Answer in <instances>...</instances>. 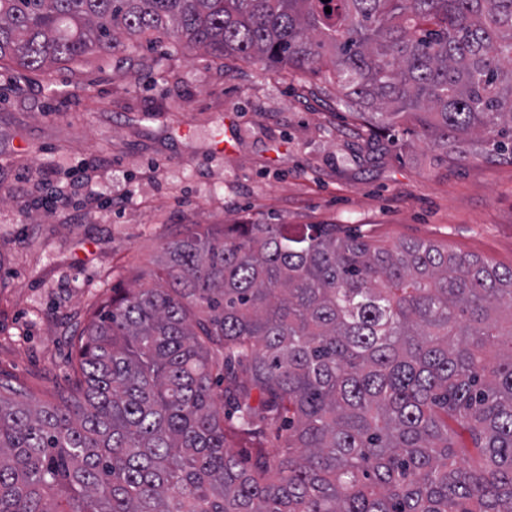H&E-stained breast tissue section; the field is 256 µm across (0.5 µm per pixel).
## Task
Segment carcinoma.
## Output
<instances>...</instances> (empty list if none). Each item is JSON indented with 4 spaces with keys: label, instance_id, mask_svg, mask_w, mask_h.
Segmentation results:
<instances>
[{
    "label": "carcinoma",
    "instance_id": "carcinoma-1",
    "mask_svg": "<svg viewBox=\"0 0 512 512\" xmlns=\"http://www.w3.org/2000/svg\"><path fill=\"white\" fill-rule=\"evenodd\" d=\"M164 37L320 73L372 129L512 162V0H0V69ZM158 278L94 313L68 389L0 383V512H512V267L195 224Z\"/></svg>",
    "mask_w": 512,
    "mask_h": 512
}]
</instances>
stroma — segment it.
Segmentation results:
<instances>
[{
	"instance_id": "obj_1",
	"label": "stroma",
	"mask_w": 512,
	"mask_h": 512,
	"mask_svg": "<svg viewBox=\"0 0 512 512\" xmlns=\"http://www.w3.org/2000/svg\"><path fill=\"white\" fill-rule=\"evenodd\" d=\"M150 56L0 73V381L36 401L67 388L77 330L153 285L187 224H333L512 267L511 163L371 135L310 71Z\"/></svg>"
}]
</instances>
